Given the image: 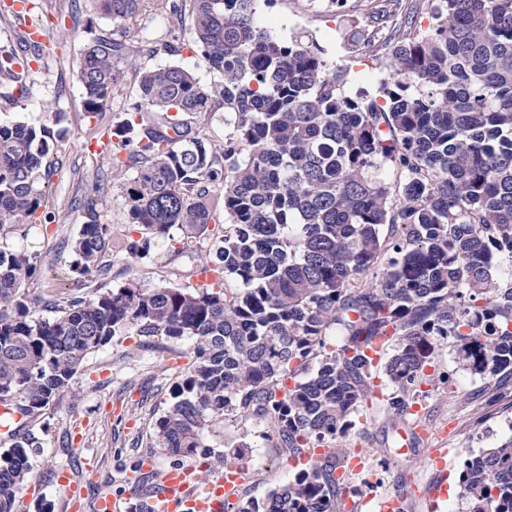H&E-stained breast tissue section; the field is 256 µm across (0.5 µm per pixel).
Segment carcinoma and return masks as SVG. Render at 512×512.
Returning a JSON list of instances; mask_svg holds the SVG:
<instances>
[{
    "instance_id": "1",
    "label": "carcinoma",
    "mask_w": 512,
    "mask_h": 512,
    "mask_svg": "<svg viewBox=\"0 0 512 512\" xmlns=\"http://www.w3.org/2000/svg\"><path fill=\"white\" fill-rule=\"evenodd\" d=\"M92 2L114 30L88 45L77 72L88 115L109 107L133 54H180L172 41L136 51L125 42L121 29L147 8L189 15L202 59L221 75L206 87L177 64L136 68L138 100L115 131L112 165L135 169L123 198L147 237L128 242L133 257L175 229L189 248L224 210V291L122 287L67 297L44 318L28 293L37 255L0 248V403L25 419L40 414L86 355L126 327L189 337L193 359L153 445L187 456L209 415L262 417L291 456L328 452L235 512H339L335 473L348 455L336 438L374 398L368 349L392 350L384 402L401 417L426 395L425 369L443 345L474 375L512 376V272L492 273L512 261V0H411L382 44L363 24L350 52L388 49L390 75L354 95L350 70L330 64L314 38L260 27L259 0ZM424 8L433 25L421 32ZM26 69L0 58L22 94ZM221 108L233 130L218 152L182 116ZM65 134L0 124V231L30 226L45 159ZM86 210L71 245L78 287L102 271L109 246L92 202ZM34 447L17 424L0 453V512H16ZM224 466L246 469L245 447ZM459 484L466 512H512V437L465 459Z\"/></svg>"
}]
</instances>
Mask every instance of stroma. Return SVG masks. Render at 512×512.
Returning <instances> with one entry per match:
<instances>
[{
  "label": "stroma",
  "mask_w": 512,
  "mask_h": 512,
  "mask_svg": "<svg viewBox=\"0 0 512 512\" xmlns=\"http://www.w3.org/2000/svg\"><path fill=\"white\" fill-rule=\"evenodd\" d=\"M30 12L33 24L49 30L51 39L42 45L39 58H32L25 43L23 22L15 16H0V52L30 59L27 92L19 94L14 84L0 77V123L55 126L68 133L59 141L49 161L44 206L33 218L29 235L21 231L0 232V246L24 248L38 256L40 272L29 283V295L45 298L49 289L62 287L70 278L73 260L71 242L87 215L84 203L95 199L100 223L108 227L110 248L103 271L88 281L81 297L122 286H166L195 288L202 261L214 256L224 237V222H211L192 250L171 241L156 243L150 257L138 259L122 251L129 238H140L138 227L130 224L122 191L133 178L134 169L112 165V151L102 142L126 117L125 109L137 97L134 74H127L114 91L110 107L96 117H88L83 107L77 70L84 47L99 34L111 31L112 23L93 10L90 0H80L74 16H67L68 0H34ZM340 5L323 0H274L260 4L258 19L273 36L285 40L293 33L312 34L334 64L349 67L353 81L349 92L375 91L388 78L384 54L359 61L345 49V22ZM125 40L141 46L144 40L173 39L184 44L176 58L166 55L136 58L138 66L152 68L176 62L192 70L201 84L219 82L199 50L194 49L190 18L143 13L126 25ZM108 190L96 194L98 180ZM193 339L145 337L127 329L111 342L89 353L68 389L39 416L30 418L28 429L40 447L31 457V471L17 498L18 512H37L48 502L53 512H72L59 472L80 485L85 495L79 512H96L99 492L109 491L123 498L142 474L169 470L178 464H207L210 475L222 473L215 457L249 443L248 479L238 491L240 499L261 498L290 482L299 470L293 458L266 441L272 429L254 416L233 419L210 417L203 446L195 454L177 458L163 449L151 447L155 423L171 405V391L191 361ZM451 373V384L440 377ZM427 398L415 407L414 415L396 417L384 405L368 409L355 427L338 438V447L364 453L368 466L359 473H346V486L356 499L371 495L382 498L394 493L415 492L435 484L438 473L432 465V449L445 451L448 470V497L441 512H460L459 474L463 461L481 450L496 446L512 435V429L496 418L499 410L512 407V381L489 391L484 380L458 369L449 348H442L428 369ZM422 426L429 440L403 446L402 429Z\"/></svg>",
  "instance_id": "stroma-1"
}]
</instances>
